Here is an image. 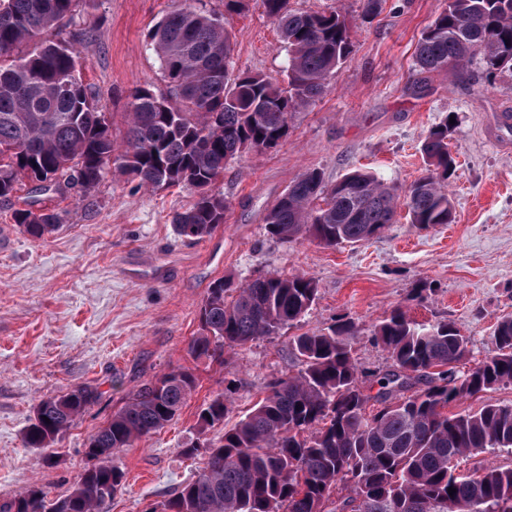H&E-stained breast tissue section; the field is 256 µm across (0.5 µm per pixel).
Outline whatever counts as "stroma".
<instances>
[{
    "instance_id": "35a3bbf8",
    "label": "stroma",
    "mask_w": 512,
    "mask_h": 512,
    "mask_svg": "<svg viewBox=\"0 0 512 512\" xmlns=\"http://www.w3.org/2000/svg\"><path fill=\"white\" fill-rule=\"evenodd\" d=\"M176 0H91L63 36L80 50L79 70L103 105L115 135L126 128L132 89L158 95L168 82L150 30ZM301 10H335L353 25L354 52L332 74L326 92L295 112L286 141L231 162L213 187L229 210L203 240L177 234L173 216L196 199L190 187L153 191L108 170L91 202L75 192L36 193L24 182L0 199V502L31 486L66 494L87 465L88 437L140 384L174 368L196 388L171 424L114 459L126 473L110 512H149L203 466L185 448L220 439L201 429V405L231 390L236 413L249 410L273 381L296 370L293 336L327 329L338 319L362 330L354 344L363 368L391 361L368 335L399 305L415 320L449 322L469 340L459 371L493 350L497 320L512 314V131L494 116L512 113V76L487 82L481 60L459 75L420 76L415 49L446 0H381L364 15L361 0H289ZM233 66L281 76L287 53L259 6L227 18ZM458 170L449 187L455 220L429 229L406 219L362 246L327 248L306 238L283 244L264 224L266 208L309 168L336 182L355 167L400 188L422 176L420 140L446 116ZM61 212V227L43 240L15 223L29 204ZM306 274L318 284L301 322L279 335L228 349L223 362L188 352L200 332L199 307L211 284L232 286L259 276ZM425 289L426 299L411 296ZM99 398L54 447H28L25 435L41 399L80 384Z\"/></svg>"
}]
</instances>
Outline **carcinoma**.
<instances>
[{"mask_svg": "<svg viewBox=\"0 0 512 512\" xmlns=\"http://www.w3.org/2000/svg\"><path fill=\"white\" fill-rule=\"evenodd\" d=\"M81 0H0V198H9L37 167L42 192L78 189L87 201L110 165L146 188L190 186L191 207L173 218L179 236L199 240L224 223L229 209L212 186L243 155L278 146L300 108L328 88V77L353 52L352 24L337 11L292 9L288 0H259L277 24L288 67L282 78L237 71L227 17L250 0H224L217 14L177 6L148 33L168 81L167 96L145 88L130 94L127 129L114 136L103 106L87 91L79 52L60 32ZM477 55L487 79L512 74V0H447L422 32L415 59L422 74L463 71ZM445 117L420 144L425 173L399 195L395 185L360 169L327 186L308 168L266 209V231L283 243L309 237L325 247L362 245L395 223L404 205L420 229L454 220L448 182L457 170ZM65 181L58 182V177ZM15 223L41 239L63 223L61 213L25 208ZM318 294L305 275L259 276L239 287L220 279L203 299L196 358L278 334L305 315ZM358 325L291 339L296 373L234 424L231 389L203 404L199 422L224 427L216 443L191 446L204 466L152 512H512V467L488 465L473 475L448 466L485 450L512 453V404L488 403L448 414V403L512 385V316L493 331L494 354L462 373L468 338L450 323L430 325L394 308L371 330L391 369L368 372L353 348ZM376 378V394L367 393ZM196 388L192 373L173 369L145 382L88 438L85 469L72 490L52 497L31 486L0 512H109L125 472L113 458L175 419ZM98 398L80 385L42 399L25 442L50 448ZM376 410L367 411L368 404ZM456 489L453 494L448 488Z\"/></svg>", "mask_w": 512, "mask_h": 512, "instance_id": "carcinoma-1", "label": "carcinoma"}]
</instances>
